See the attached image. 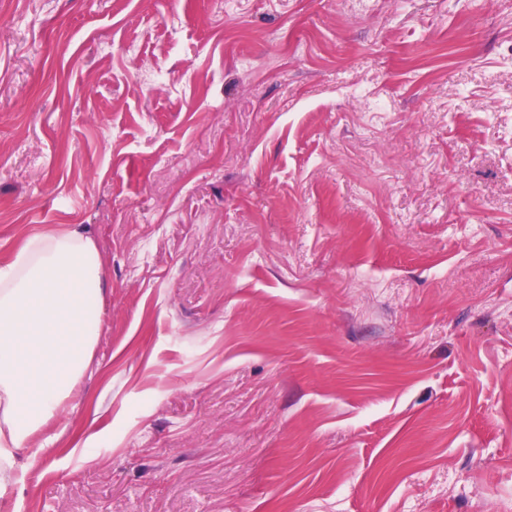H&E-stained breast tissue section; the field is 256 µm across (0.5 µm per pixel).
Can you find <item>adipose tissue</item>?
<instances>
[{
	"label": "adipose tissue",
	"mask_w": 512,
	"mask_h": 512,
	"mask_svg": "<svg viewBox=\"0 0 512 512\" xmlns=\"http://www.w3.org/2000/svg\"><path fill=\"white\" fill-rule=\"evenodd\" d=\"M103 263L78 226L33 233L0 264V499L20 455L87 369L103 330Z\"/></svg>",
	"instance_id": "1"
}]
</instances>
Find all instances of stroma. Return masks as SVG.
Masks as SVG:
<instances>
[{
	"label": "stroma",
	"mask_w": 512,
	"mask_h": 512,
	"mask_svg": "<svg viewBox=\"0 0 512 512\" xmlns=\"http://www.w3.org/2000/svg\"><path fill=\"white\" fill-rule=\"evenodd\" d=\"M73 224L0 512H512V0H5L0 261ZM105 292L97 246L77 225L28 235L0 264V499L22 483L21 452L87 369Z\"/></svg>",
	"instance_id": "obj_1"
}]
</instances>
